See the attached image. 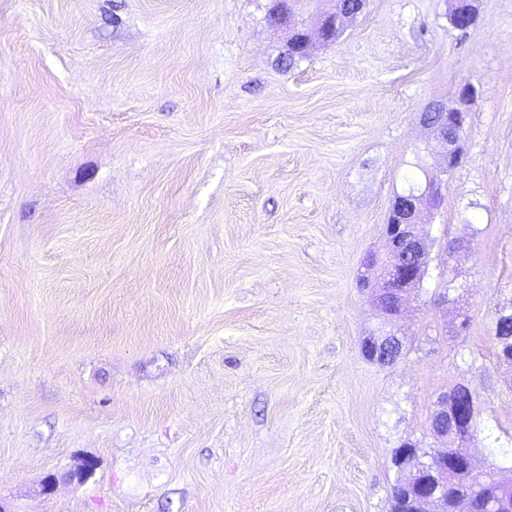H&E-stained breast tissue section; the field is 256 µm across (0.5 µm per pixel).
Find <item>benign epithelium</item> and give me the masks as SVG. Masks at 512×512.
Instances as JSON below:
<instances>
[{"instance_id":"benign-epithelium-1","label":"benign epithelium","mask_w":512,"mask_h":512,"mask_svg":"<svg viewBox=\"0 0 512 512\" xmlns=\"http://www.w3.org/2000/svg\"><path fill=\"white\" fill-rule=\"evenodd\" d=\"M332 7L315 15L318 36L325 42L336 41L344 23L355 17L365 7V0H330ZM474 0H453L449 12L452 25L458 30H468L476 22ZM301 0H275L269 15L272 26L287 33L284 57L306 56L313 47L308 20L298 9ZM421 123L444 145L443 174L452 172L465 154V114L456 107L437 102L421 115ZM445 182L425 175L419 188L397 193L392 201L385 224L386 255L372 257L368 267L377 271L373 282H367L372 302L382 313L394 319L410 307L415 291L422 285L433 260L432 250L436 240L423 230L421 214L436 207L442 197ZM362 348L373 362L391 366L402 354V341L392 331L378 336L364 337ZM477 416L474 393L465 384L455 391L439 396L436 409L430 417V432L440 441L450 443V448L438 450L430 459H422L411 442L399 446L392 457L397 473V484L405 487L414 501V512H471L468 500L448 502V479L465 480L478 472L472 457L461 445L472 438L471 423ZM91 458L82 460L80 466L70 471L68 480L81 485L95 469Z\"/></svg>"}]
</instances>
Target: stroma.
<instances>
[{
	"mask_svg": "<svg viewBox=\"0 0 512 512\" xmlns=\"http://www.w3.org/2000/svg\"><path fill=\"white\" fill-rule=\"evenodd\" d=\"M270 6L0 0L6 512H389L393 448L438 447L460 382L467 452L512 466V0L464 33L451 0H368L290 70ZM435 102L465 157L421 221L457 248L391 325L367 261L443 164ZM388 329L383 367L361 343ZM421 123L437 140L444 145V165L442 173L448 175L461 162L465 154L466 123L465 114L458 107L437 102L421 115ZM362 348L366 356L373 362L383 366L394 365L402 354V341L392 331L378 336H365Z\"/></svg>",
	"mask_w": 512,
	"mask_h": 512,
	"instance_id": "stroma-1",
	"label": "stroma"
}]
</instances>
